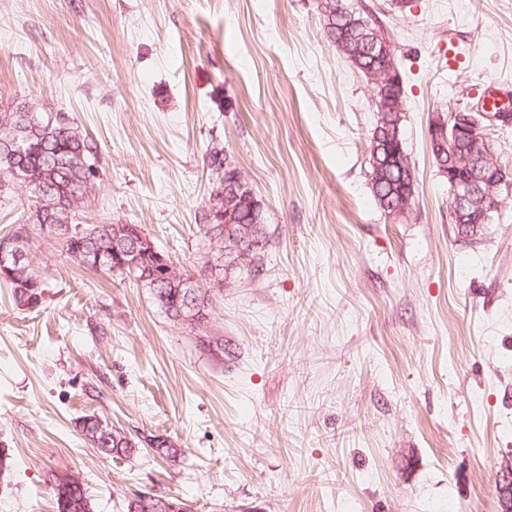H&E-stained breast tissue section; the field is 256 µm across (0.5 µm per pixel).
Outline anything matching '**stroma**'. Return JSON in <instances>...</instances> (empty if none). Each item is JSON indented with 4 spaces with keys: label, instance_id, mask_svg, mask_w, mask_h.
I'll list each match as a JSON object with an SVG mask.
<instances>
[{
    "label": "stroma",
    "instance_id": "1",
    "mask_svg": "<svg viewBox=\"0 0 512 512\" xmlns=\"http://www.w3.org/2000/svg\"><path fill=\"white\" fill-rule=\"evenodd\" d=\"M394 42L413 211L369 181L376 114L318 0H0V104L61 112L96 173L81 224L140 226L190 275L210 149L264 204L259 276L204 324L150 289L31 236V307L0 283V512H57L56 478L94 512L144 496L186 512H499L512 460V195L457 231L428 127L512 97V0H358ZM87 415L137 446L107 455ZM154 435L180 451L161 457Z\"/></svg>",
    "mask_w": 512,
    "mask_h": 512
}]
</instances>
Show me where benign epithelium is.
Wrapping results in <instances>:
<instances>
[{
  "mask_svg": "<svg viewBox=\"0 0 512 512\" xmlns=\"http://www.w3.org/2000/svg\"><path fill=\"white\" fill-rule=\"evenodd\" d=\"M388 65L379 71L367 72L373 104L385 86L399 82L400 73L393 53H387ZM512 124L511 112H483L477 118L468 111L452 112L448 117L436 115L429 126L431 149L448 142V169L441 173L448 178L451 215L454 220L471 224H486L491 213L501 210L503 193L512 192V168L503 165L494 150L490 127L497 123ZM127 232L136 253L151 257L149 269L138 282H150L153 288H165L182 280L176 267L167 257L156 253L152 243L137 228ZM498 494L504 506L512 503V466H506L498 483Z\"/></svg>",
  "mask_w": 512,
  "mask_h": 512,
  "instance_id": "7a95c632",
  "label": "benign epithelium"
}]
</instances>
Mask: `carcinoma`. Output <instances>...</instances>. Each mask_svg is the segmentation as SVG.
Returning a JSON list of instances; mask_svg holds the SVG:
<instances>
[{
  "instance_id": "carcinoma-1",
  "label": "carcinoma",
  "mask_w": 512,
  "mask_h": 512,
  "mask_svg": "<svg viewBox=\"0 0 512 512\" xmlns=\"http://www.w3.org/2000/svg\"><path fill=\"white\" fill-rule=\"evenodd\" d=\"M324 27L329 41L335 47L340 44L352 46L354 58L363 68L379 70L386 57L377 55L354 43V30L344 18L323 16ZM403 85L386 87L388 110L383 112L381 121L373 128L370 140V183L372 195L384 214L391 208L405 205L411 196L408 176L402 173L398 161L406 152L403 135L394 131L403 129L405 113L395 110L403 100ZM16 141L22 151L18 162L26 169L28 182L19 186L24 193L27 221L32 227L21 226L9 235L11 239L29 242L30 234H44V226L56 225L59 236L54 242L60 252L75 265L90 268L89 261L102 257L101 270L112 272V251L116 248L131 247L127 235H117L114 224H84L77 230L73 224L76 212L82 208L86 197L93 188L95 178L89 155L95 146L88 141L81 130L61 113L55 115L39 112H17L12 106L0 105V142ZM209 166L216 173L213 188L228 192L234 208V223L224 224L208 213L201 212L200 243L211 245L216 238L226 243L231 251L223 255L224 274L222 279L236 275L248 276L257 271L261 255L266 246L264 208L261 200L253 193L249 183H238L243 175L233 156L222 148L209 152ZM14 276L7 281L14 288L19 302L35 306L42 296V289L20 287V282L39 280L30 257L26 256L13 267ZM212 288L195 283L194 289L160 288L154 293L157 305L170 318L188 314L189 305L195 303L209 315ZM99 449L103 453L126 454L131 452L127 436L114 432V437L102 441ZM162 498L145 496L130 504V512H164ZM58 512H92V505L84 484L77 481L65 498H56Z\"/></svg>"
}]
</instances>
